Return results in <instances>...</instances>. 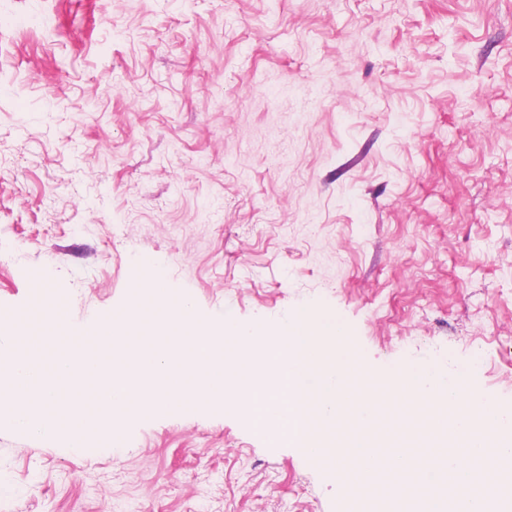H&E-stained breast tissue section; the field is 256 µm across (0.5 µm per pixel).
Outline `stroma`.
Here are the masks:
<instances>
[{
	"instance_id": "obj_1",
	"label": "stroma",
	"mask_w": 512,
	"mask_h": 512,
	"mask_svg": "<svg viewBox=\"0 0 512 512\" xmlns=\"http://www.w3.org/2000/svg\"><path fill=\"white\" fill-rule=\"evenodd\" d=\"M168 288L333 312L512 407V0H0V310L75 331ZM231 412L77 451L0 425V512H343Z\"/></svg>"
}]
</instances>
